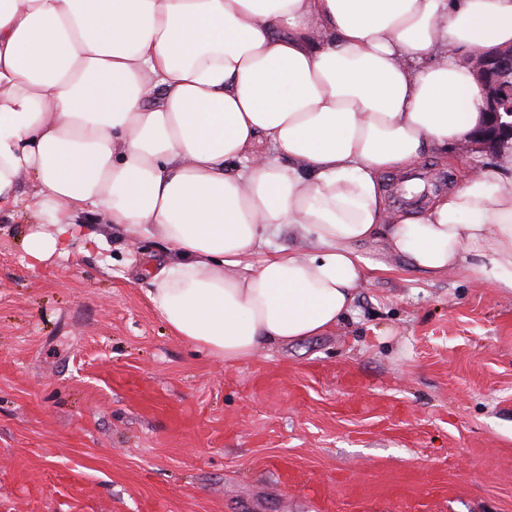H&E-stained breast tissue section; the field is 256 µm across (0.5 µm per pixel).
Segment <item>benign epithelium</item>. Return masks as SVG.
<instances>
[{
	"label": "benign epithelium",
	"instance_id": "benign-epithelium-1",
	"mask_svg": "<svg viewBox=\"0 0 512 512\" xmlns=\"http://www.w3.org/2000/svg\"><path fill=\"white\" fill-rule=\"evenodd\" d=\"M476 75L485 92L483 119L473 131L471 143L490 151L512 140V84L503 76L512 74V47L492 53L477 50L472 55Z\"/></svg>",
	"mask_w": 512,
	"mask_h": 512
}]
</instances>
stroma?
Instances as JSON below:
<instances>
[{
	"label": "stroma",
	"mask_w": 512,
	"mask_h": 512,
	"mask_svg": "<svg viewBox=\"0 0 512 512\" xmlns=\"http://www.w3.org/2000/svg\"><path fill=\"white\" fill-rule=\"evenodd\" d=\"M494 158L416 168L450 186ZM31 191L0 209V512H512L511 294L373 241L335 331L227 364L152 308L134 262L160 241L115 230L29 267Z\"/></svg>",
	"instance_id": "stroma-1"
}]
</instances>
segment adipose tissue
Here are the masks:
<instances>
[{"label":"adipose tissue","mask_w":512,"mask_h":512,"mask_svg":"<svg viewBox=\"0 0 512 512\" xmlns=\"http://www.w3.org/2000/svg\"><path fill=\"white\" fill-rule=\"evenodd\" d=\"M509 46L512 0H0V206L31 179L34 266L89 214L163 242L150 303L227 364L334 331L369 240L512 292V152L416 214L382 181L467 141Z\"/></svg>","instance_id":"obj_1"}]
</instances>
